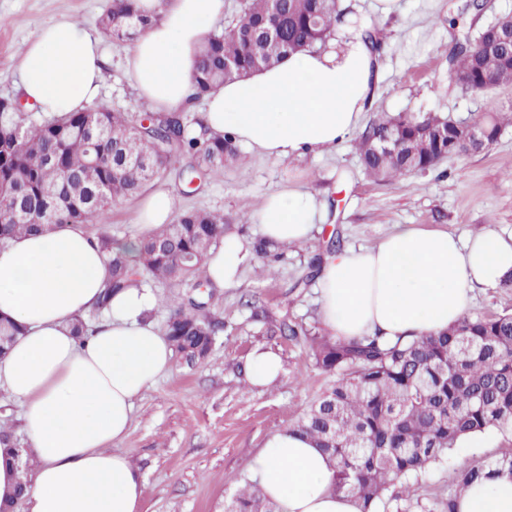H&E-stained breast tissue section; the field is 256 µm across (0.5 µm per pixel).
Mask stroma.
<instances>
[{
    "instance_id": "35a3bbf8",
    "label": "stroma",
    "mask_w": 512,
    "mask_h": 512,
    "mask_svg": "<svg viewBox=\"0 0 512 512\" xmlns=\"http://www.w3.org/2000/svg\"><path fill=\"white\" fill-rule=\"evenodd\" d=\"M466 0H399L397 12L382 16L374 0H346L356 17L376 26L382 37L380 75L361 123L403 112H435L454 120L482 119L489 107H512V84L479 96L457 89L448 73L454 37L472 33L496 16L512 12V0H491L479 16L459 14ZM108 0H0V100L20 99L19 49L46 23L61 18L99 29ZM132 41L105 38L106 79L96 107L140 115L141 101L127 67ZM174 161L160 179L178 198L179 211L211 210L229 219V233L257 241V213L271 191L301 185L325 205V221L311 238L284 248L271 271L251 262L239 284L215 290L206 310L219 330L207 359L195 367L174 356L170 376L145 390L121 448L144 477L140 512H225L252 479L251 464L266 438L297 421L335 381L317 367L308 344L274 336L259 311L305 324L325 334L313 262L324 259L332 241L341 248H370L396 225L441 229L458 236L493 228L512 234V123L506 122L488 149L443 159L435 169L392 182L368 176L352 140L295 159L274 160L240 148L222 174L195 182ZM140 198L117 201L106 223H87L92 235L119 240L135 230ZM155 296L152 318L165 327L171 304L198 297L192 282L170 283L142 275ZM278 354L281 379L259 390L247 383L256 350ZM512 452V436L496 434L480 448H459L420 479L414 499L401 485L381 512H439L454 490L457 469Z\"/></svg>"
}]
</instances>
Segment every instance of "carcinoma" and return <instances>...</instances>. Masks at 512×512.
Returning <instances> with one entry per match:
<instances>
[{"instance_id": "cac0c4a2", "label": "carcinoma", "mask_w": 512, "mask_h": 512, "mask_svg": "<svg viewBox=\"0 0 512 512\" xmlns=\"http://www.w3.org/2000/svg\"><path fill=\"white\" fill-rule=\"evenodd\" d=\"M350 11L339 0H245L242 20L213 33L198 51L193 97L246 73L278 63L305 48L323 45ZM158 17L142 14L135 0H110L102 17L106 35L132 39ZM481 50L470 37L457 39L449 68L472 77L466 93L512 84V42L481 30ZM87 112H71L36 122L0 101V239L43 231L54 224L105 223L116 201L141 195L182 155L209 174L224 171L236 158L237 143L226 133L206 140L191 135L179 112H146L133 117L103 111L96 131L86 129ZM149 126H142V121ZM450 118L406 112L368 125L356 149L364 170L393 181L434 167L444 158L470 153L448 136ZM384 137L401 142L396 153L378 148ZM226 232L224 215L184 212L163 224L140 246L138 260L112 249V238L98 236L108 255L110 278L100 307L112 294L140 282L142 272L174 283L194 281L211 287L204 271L209 250ZM177 304L167 321L169 340L188 364L211 350L216 324L199 314L207 302ZM272 332L310 343L316 364L336 374L334 384L292 425L336 462L333 490L355 496L360 512H377L396 481L404 493L417 491L418 478L442 462L468 435L512 434V313L465 316L447 330L408 342L384 344L378 336L344 341L317 336L286 319ZM20 326L0 320V355L8 352ZM0 443L27 465L26 449L7 430ZM479 476L512 479V453L477 462L457 474L458 490ZM229 512H278L256 482L236 496Z\"/></svg>"}]
</instances>
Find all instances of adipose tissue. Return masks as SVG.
<instances>
[{"label":"adipose tissue","mask_w":512,"mask_h":512,"mask_svg":"<svg viewBox=\"0 0 512 512\" xmlns=\"http://www.w3.org/2000/svg\"><path fill=\"white\" fill-rule=\"evenodd\" d=\"M160 22L141 32L127 58L140 99L157 111L191 103L197 51L224 0H139ZM20 91L50 116L85 111L104 80L97 33L63 19L42 26L19 50ZM379 62L359 32L347 30L326 52L308 50L276 66L225 82L206 100L209 136L231 133L250 150L287 160L336 147L360 123ZM174 192L159 188L138 211L136 231L118 249L137 256L141 235L170 223ZM324 219L317 196L302 187L271 193L259 214L265 236L295 244ZM254 258L237 236L212 249L205 273L233 287ZM512 271V236L486 229L468 239L400 225L376 247L326 256L320 314L332 336L413 340L460 321L471 293ZM109 279L105 253L79 224L0 243V318L23 328L0 358V387L22 400L30 473L0 448V499L25 486L26 512H140L143 477L118 444L135 400L173 370V349L156 327L154 296L137 285L115 295L87 334L72 326L97 308ZM283 512H359L356 499L332 489L335 463L314 443L285 429L271 434L252 466ZM456 512H512V479L474 481Z\"/></svg>","instance_id":"adipose-tissue-1"}]
</instances>
